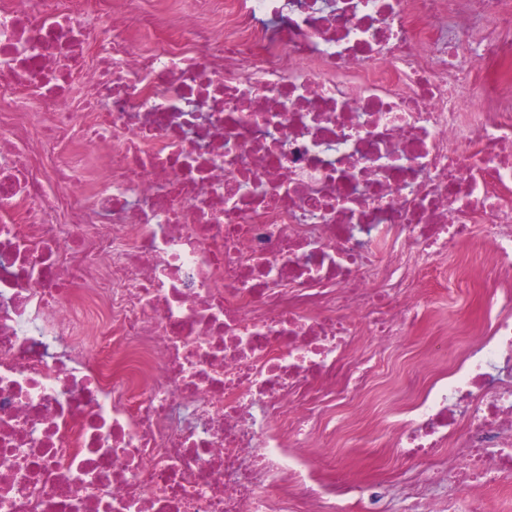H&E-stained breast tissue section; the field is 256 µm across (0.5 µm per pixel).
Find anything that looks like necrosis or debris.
Segmentation results:
<instances>
[{
    "label": "necrosis or debris",
    "instance_id": "1",
    "mask_svg": "<svg viewBox=\"0 0 512 512\" xmlns=\"http://www.w3.org/2000/svg\"><path fill=\"white\" fill-rule=\"evenodd\" d=\"M495 273L354 448L512 478V0H0V512H349L336 412ZM456 450L446 461L435 451ZM479 284L480 288H468L465 285L462 288H457L454 300L448 303L446 308L448 332H453L459 322L474 323L479 320L482 297L489 296L495 288L493 280L486 276L479 281ZM466 301L467 305L462 308Z\"/></svg>",
    "mask_w": 512,
    "mask_h": 512
}]
</instances>
